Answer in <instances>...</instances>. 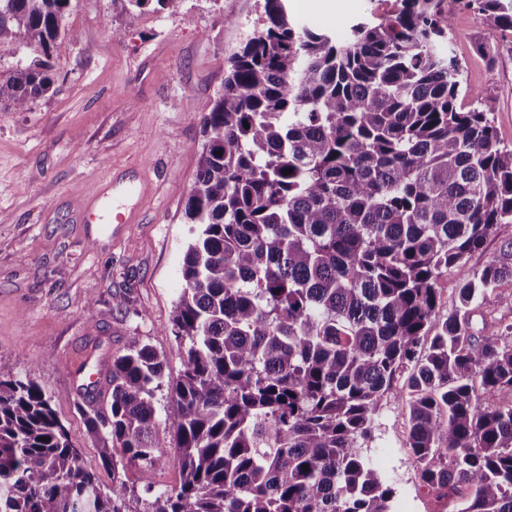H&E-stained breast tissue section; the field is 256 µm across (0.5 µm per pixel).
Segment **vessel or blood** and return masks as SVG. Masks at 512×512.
Segmentation results:
<instances>
[{"label":"vessel or blood","instance_id":"b4317fda","mask_svg":"<svg viewBox=\"0 0 512 512\" xmlns=\"http://www.w3.org/2000/svg\"><path fill=\"white\" fill-rule=\"evenodd\" d=\"M148 181L133 170H124L112 177L94 197L82 204V221L86 224H128L132 221L130 201L142 196Z\"/></svg>","mask_w":512,"mask_h":512}]
</instances>
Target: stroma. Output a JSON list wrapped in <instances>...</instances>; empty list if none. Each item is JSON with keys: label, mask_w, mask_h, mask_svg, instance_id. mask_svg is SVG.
Segmentation results:
<instances>
[{"label": "stroma", "mask_w": 512, "mask_h": 512, "mask_svg": "<svg viewBox=\"0 0 512 512\" xmlns=\"http://www.w3.org/2000/svg\"><path fill=\"white\" fill-rule=\"evenodd\" d=\"M304 26L336 37L369 21L377 0H344L338 18L288 0ZM264 0H178L143 9L124 0H71L64 24L76 38L54 56V84L29 110L0 107V357L51 397L84 466L111 485L84 408L89 374L106 376L113 357L133 343L165 354L164 380L184 369L172 332L182 256L194 227L185 203L204 141L201 110L224 88L231 58L261 30ZM452 48L465 83L490 111L502 145L512 147V32L452 5ZM120 39H113V29ZM496 45L495 58L478 52ZM136 166L150 181L133 224L113 236L86 226L79 205L102 179ZM131 298L128 308L116 298ZM408 396L385 399L368 453L375 469L407 500L408 512H445L422 493L405 446ZM130 512L152 492L179 482L176 459L158 468L145 491L135 468L124 475Z\"/></svg>", "instance_id": "obj_1"}]
</instances>
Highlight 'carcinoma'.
Masks as SVG:
<instances>
[{"instance_id":"1","label":"carcinoma","mask_w":512,"mask_h":512,"mask_svg":"<svg viewBox=\"0 0 512 512\" xmlns=\"http://www.w3.org/2000/svg\"><path fill=\"white\" fill-rule=\"evenodd\" d=\"M69 3L0 0V42L45 57L0 78V104L24 112L51 90L48 59L76 38ZM442 4L395 0L339 40L264 0L201 116L172 320L184 370L164 410L180 480L144 512H395L366 444L408 367L419 484L452 512H512V403L484 398L512 390V322L485 307L512 310V262L467 267L512 223V149L479 98L459 103ZM464 4L512 32V0ZM450 273L460 305L444 314ZM166 364L132 345L85 412L108 487L41 386L0 359V512H127L120 470L150 490L168 459Z\"/></svg>"}]
</instances>
